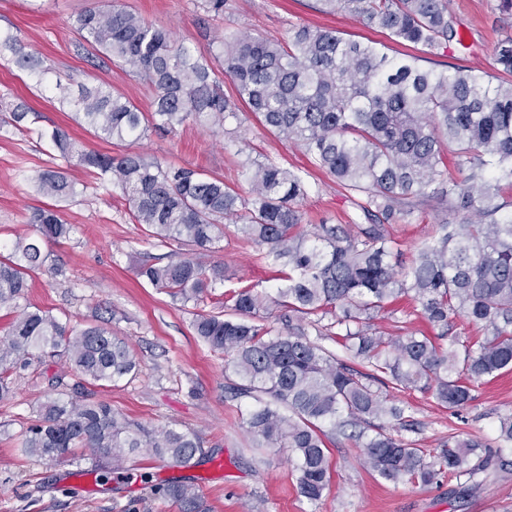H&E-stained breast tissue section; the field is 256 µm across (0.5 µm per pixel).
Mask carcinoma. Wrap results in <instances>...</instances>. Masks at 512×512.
<instances>
[{
  "mask_svg": "<svg viewBox=\"0 0 512 512\" xmlns=\"http://www.w3.org/2000/svg\"><path fill=\"white\" fill-rule=\"evenodd\" d=\"M320 2L326 12L341 8L377 24L400 43L441 50L458 36L450 0ZM76 24L87 43L155 90L151 110L143 112L108 89H82L81 114L99 138L122 142L149 130L172 133L189 118L236 134L226 121L238 112L224 98L212 66L168 29L116 3L84 11ZM216 40L218 60L248 111L359 196L352 223L302 230L298 203L308 194L305 180L262 154L248 157L245 199L195 169L140 153L87 151L60 130L51 134L54 147L119 190L148 236L188 247L165 265L137 268L139 278L174 300L196 305L208 290L224 286V266L209 265L206 257L224 237L229 218L257 245L259 259L277 267L282 286L276 295L233 291L229 316L198 313L192 327L211 349L230 357L237 380L229 389L255 401L243 424L257 446L289 449L307 501L321 502L330 485L327 448L338 434L355 441L363 466L386 480L432 484L446 473L473 477L486 471L491 460L471 459L482 447L477 440L450 437L428 457L381 421L412 428L404 410L389 403L386 387L429 392L456 411L475 399L479 382L512 369V212L502 215V205L494 203L504 189L512 191V38L494 47L506 74L496 84L476 69L423 70L412 57L389 58L372 41H346L310 26L295 28L284 43L226 37L220 29ZM2 50L40 79L50 72L12 33L0 31ZM30 113L21 104L0 124L20 128ZM444 142L459 180L448 174ZM35 182L48 198L75 193L59 171L44 170ZM436 183L448 197V215L406 265L389 227ZM30 222L35 234L0 253V309L18 310L0 339V399L9 392L11 372L47 356L66 358L77 387H110L135 376V353L108 329L71 327L48 311L21 306L29 279L46 264L45 244L72 231L51 206L36 209ZM409 293L438 330L435 336H387L376 328L385 305ZM275 309L290 321L288 331L269 322ZM312 316L319 322L331 317L329 328L366 371L307 339L302 322ZM458 318L482 326L484 336L469 341L451 334ZM203 444L193 429H149L86 394L41 404L21 451L103 480L106 468H122L143 449L190 467L203 455ZM159 494L180 512H206L193 480L168 482Z\"/></svg>",
  "mask_w": 512,
  "mask_h": 512,
  "instance_id": "carcinoma-1",
  "label": "carcinoma"
}]
</instances>
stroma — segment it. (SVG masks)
I'll list each match as a JSON object with an SVG mask.
<instances>
[{
	"label": "stroma",
	"instance_id": "obj_1",
	"mask_svg": "<svg viewBox=\"0 0 512 512\" xmlns=\"http://www.w3.org/2000/svg\"><path fill=\"white\" fill-rule=\"evenodd\" d=\"M107 3L0 0V30L17 34L52 67L46 81L40 82L19 68L11 53L0 54V115L20 103L38 113L32 131L0 126V239L12 241L31 233L33 211L48 205L33 181L35 174L56 170L74 183L75 197L57 203L62 220L72 226L70 237L45 245L49 259L33 274L27 299L71 324L103 325L124 339L140 360L139 373L96 389V399L147 427L198 431L206 457L195 467L176 468L168 461L135 454L99 482L91 475L71 476L69 465H49L22 455V432L39 405L55 397L52 376L65 371L62 359L48 357L38 368L14 372L11 391L0 400V512H178L158 494L159 485L172 478L195 479L207 512H512V445L502 446L498 438L499 417L512 413V372L480 385L474 400L456 411L438 406L431 394L418 390L391 393L414 423L413 429L402 431V438L423 451L433 452L451 436L486 445L492 465L472 479L447 474L433 484L388 481L364 468L359 449L340 438L327 451L330 487L314 505L298 492L287 449L254 446L241 418L253 401L232 397L225 377L226 356L196 336L192 321L200 309L222 312L226 288L275 294L279 282L270 266L258 260L254 243L227 225L220 249L212 256L226 268L223 289L208 292L197 306L173 300L139 279L135 268L146 261L166 264L182 252V245L146 239L120 192L68 163L47 134L59 129L90 150L115 156L137 152L191 167L236 186L244 197L250 185L239 149L249 145L302 173L308 195L299 209L308 229L347 223L354 199L313 167L303 148L280 139L247 112L226 122L240 135L235 142L191 119L168 135L150 131L136 141L99 139L79 119L77 107L58 105L56 87H65L74 96L80 87L102 86L145 112L153 100L148 84L106 60L76 32L79 14ZM121 3L150 23L170 29L193 55L209 60L217 50L215 29L284 40L292 26L306 24L336 30L347 40L376 42L388 56H412L427 70L477 67L496 78L500 71L494 46L512 36V17L499 12L498 0H451L458 39L443 50L398 43L382 28L340 10L322 13L319 0H226L224 16L217 20L203 17L195 0ZM447 207V198L436 193L394 224L392 233L404 259H411ZM376 324L392 335L430 329L420 304L412 300L386 305Z\"/></svg>",
	"mask_w": 512,
	"mask_h": 512
}]
</instances>
